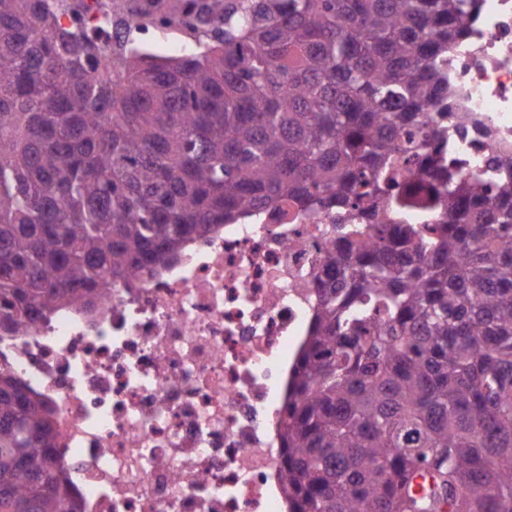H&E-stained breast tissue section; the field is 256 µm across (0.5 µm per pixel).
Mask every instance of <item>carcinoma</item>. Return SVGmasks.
<instances>
[{
    "mask_svg": "<svg viewBox=\"0 0 512 512\" xmlns=\"http://www.w3.org/2000/svg\"><path fill=\"white\" fill-rule=\"evenodd\" d=\"M0 0V307L89 308L112 281L266 206L345 215L288 394L290 512H512V168L456 177L448 51L476 0ZM436 215L421 231L401 218ZM48 410L0 373V512H71ZM144 27L133 34L136 44L157 55H181L195 41L192 33L178 25H170L163 30L150 23Z\"/></svg>",
    "mask_w": 512,
    "mask_h": 512,
    "instance_id": "cac0c4a2",
    "label": "carcinoma"
}]
</instances>
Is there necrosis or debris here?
Instances as JSON below:
<instances>
[{
    "instance_id": "obj_1",
    "label": "necrosis or debris",
    "mask_w": 512,
    "mask_h": 512,
    "mask_svg": "<svg viewBox=\"0 0 512 512\" xmlns=\"http://www.w3.org/2000/svg\"><path fill=\"white\" fill-rule=\"evenodd\" d=\"M457 176L512 163V0H481L448 58ZM336 213L265 207L8 331L0 371L48 408L75 512H288L281 431Z\"/></svg>"
}]
</instances>
